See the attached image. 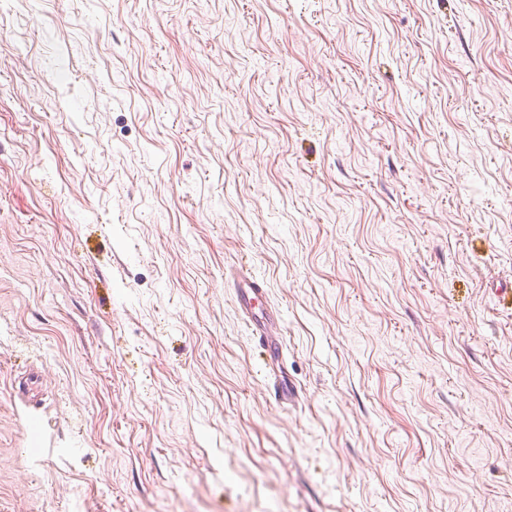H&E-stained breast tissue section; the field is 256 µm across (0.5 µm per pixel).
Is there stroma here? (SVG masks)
<instances>
[{
  "label": "stroma",
  "instance_id": "obj_1",
  "mask_svg": "<svg viewBox=\"0 0 512 512\" xmlns=\"http://www.w3.org/2000/svg\"><path fill=\"white\" fill-rule=\"evenodd\" d=\"M0 512H512V0H7ZM244 284L246 288H241L243 291L241 305L245 313L252 320L257 322L260 320L258 315L254 312L259 310L264 315L265 302H266V291L265 288L258 282L254 273H250L249 277H245ZM259 328L253 331L252 339L254 343L261 349V353L266 354V351H275L278 349L271 336H275L271 333L270 329L266 327L265 323L259 321Z\"/></svg>",
  "mask_w": 512,
  "mask_h": 512
}]
</instances>
